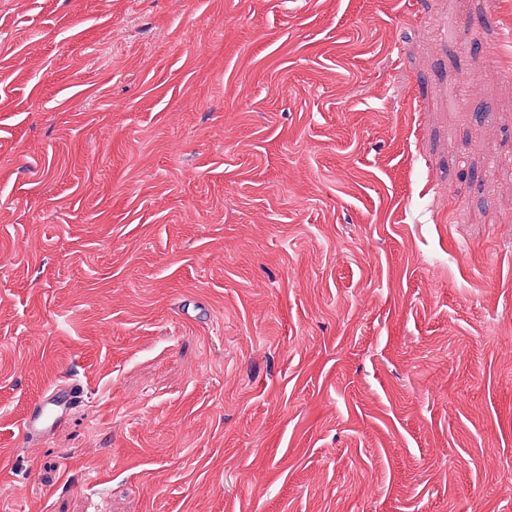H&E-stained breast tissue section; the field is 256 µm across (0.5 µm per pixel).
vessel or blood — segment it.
Masks as SVG:
<instances>
[{
    "instance_id": "b4317fda",
    "label": "vessel or blood",
    "mask_w": 512,
    "mask_h": 512,
    "mask_svg": "<svg viewBox=\"0 0 512 512\" xmlns=\"http://www.w3.org/2000/svg\"><path fill=\"white\" fill-rule=\"evenodd\" d=\"M84 398L83 386L75 381L47 388L29 404L19 422L18 433L23 442L31 447L42 445Z\"/></svg>"
}]
</instances>
